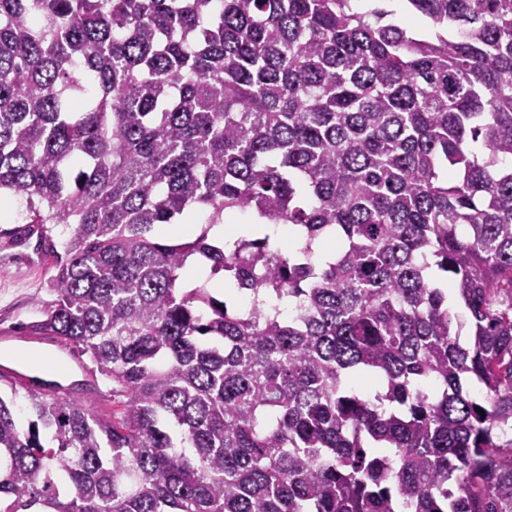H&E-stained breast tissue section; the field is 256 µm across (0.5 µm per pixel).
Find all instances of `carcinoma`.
<instances>
[{"label":"carcinoma","mask_w":512,"mask_h":512,"mask_svg":"<svg viewBox=\"0 0 512 512\" xmlns=\"http://www.w3.org/2000/svg\"><path fill=\"white\" fill-rule=\"evenodd\" d=\"M351 2L0 0L40 328L123 404L0 395V512H512V0ZM246 211L298 244L155 235ZM375 5L379 7H384L387 10H393L396 18L404 17L408 24L412 27L413 31L418 35H425L428 32V24L423 21L421 18L416 16H411L406 14L405 5L401 1L393 0V1H385V2H367V1H357L353 2L352 6L354 9L359 11H364L367 8L374 7Z\"/></svg>","instance_id":"carcinoma-1"}]
</instances>
